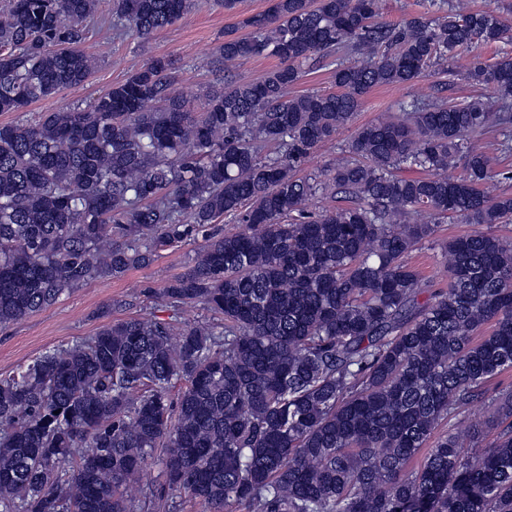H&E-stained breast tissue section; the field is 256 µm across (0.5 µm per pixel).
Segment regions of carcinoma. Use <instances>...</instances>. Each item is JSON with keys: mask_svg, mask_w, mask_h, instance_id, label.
<instances>
[{"mask_svg": "<svg viewBox=\"0 0 512 512\" xmlns=\"http://www.w3.org/2000/svg\"><path fill=\"white\" fill-rule=\"evenodd\" d=\"M401 23L379 0H271L224 33V83L195 105L154 57L88 107L0 123V327L85 281L145 267L158 246L230 217L162 289L221 317L180 329L157 317L101 327L0 378V512H135L151 460L161 489L226 512H512V393L492 447L473 418L441 423L512 370V191L474 139L512 154V20L467 0H428ZM99 0H7L0 112L86 81ZM190 0H116L112 27L141 38ZM279 64L241 81L226 65ZM336 92L291 93L303 66ZM435 69L490 90L414 99L355 132L348 155L297 168L349 124L372 89ZM465 159V173L452 169ZM347 207L306 210L325 193ZM424 212L430 224H413ZM458 216L486 230L441 247L451 282L420 299L405 256ZM492 330L482 333L485 326Z\"/></svg>", "mask_w": 512, "mask_h": 512, "instance_id": "carcinoma-1", "label": "carcinoma"}]
</instances>
